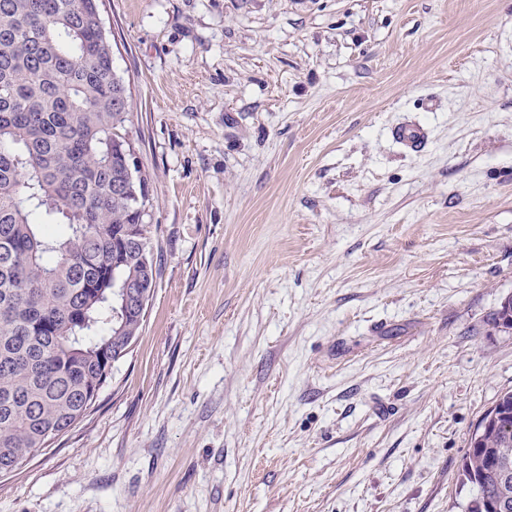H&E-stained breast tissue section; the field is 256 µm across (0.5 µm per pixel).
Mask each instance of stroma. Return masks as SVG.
<instances>
[{
  "label": "stroma",
  "mask_w": 512,
  "mask_h": 512,
  "mask_svg": "<svg viewBox=\"0 0 512 512\" xmlns=\"http://www.w3.org/2000/svg\"><path fill=\"white\" fill-rule=\"evenodd\" d=\"M98 6L157 283L0 512H463L512 390V0ZM392 135L397 141L412 150H419L428 143V133L420 126H399L393 130Z\"/></svg>",
  "instance_id": "obj_1"
}]
</instances>
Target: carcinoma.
<instances>
[{"label": "carcinoma", "instance_id": "obj_1", "mask_svg": "<svg viewBox=\"0 0 512 512\" xmlns=\"http://www.w3.org/2000/svg\"><path fill=\"white\" fill-rule=\"evenodd\" d=\"M98 14L97 0H0L1 475L82 419L121 360L120 285L155 286L129 89ZM494 321L512 330V297ZM494 410L461 461L464 512H512V390Z\"/></svg>", "mask_w": 512, "mask_h": 512}]
</instances>
